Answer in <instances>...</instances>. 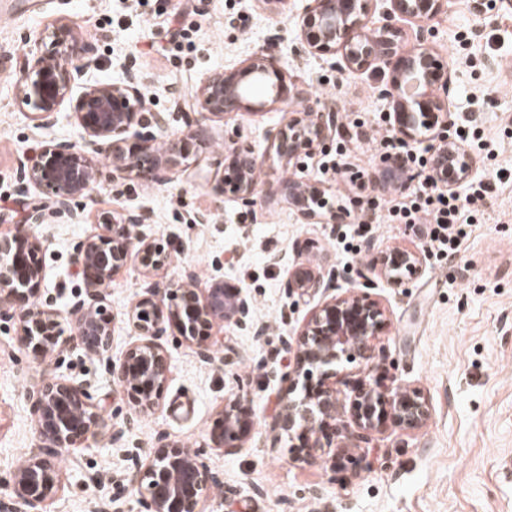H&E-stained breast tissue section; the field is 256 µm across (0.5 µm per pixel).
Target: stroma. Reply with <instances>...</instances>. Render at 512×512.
<instances>
[{
  "label": "stroma",
  "instance_id": "35a3bbf8",
  "mask_svg": "<svg viewBox=\"0 0 512 512\" xmlns=\"http://www.w3.org/2000/svg\"><path fill=\"white\" fill-rule=\"evenodd\" d=\"M503 5L451 0L446 13L426 24L451 70L458 122L450 136L476 159L479 180L492 185L490 220L475 226L448 260L407 224L370 225L367 254L344 252L336 242L337 225L302 223L284 192L269 194L272 183L311 182L331 205L358 214L366 193L332 174L335 140L286 167L270 153L267 133L286 122L288 113L275 107L222 118L195 112L189 95L206 77L237 70L269 48L303 92L294 109H304L311 99L331 101L339 113L359 115L378 129L387 112L372 77L293 54L294 0H189L184 7L178 0H0V234L25 223L30 200L40 195L17 178L24 153L45 141L80 139L71 112L44 128L18 95L24 56L56 22H66L95 50V79L114 80L125 64L134 63L147 109L171 115L169 134L183 131L186 120L198 121L204 157L201 165L157 182H116L104 171L83 201L79 223L55 217L35 226L45 243L39 302L63 313L82 286L74 245L96 231L101 213H145L142 233L175 243L178 250L151 277L133 265L115 276L106 296L112 319L108 357L73 351L36 360L17 344L18 318L0 317V506L10 502L11 471L34 446L27 391L45 376L63 374L101 400L121 435L64 455L65 487L50 501L49 512H109L114 504L139 512L131 489L136 456L162 435L203 450L219 481L208 512H512V18H504ZM151 43L163 46L164 54L133 59L130 45ZM173 88L187 102L177 103L169 94ZM230 140L251 147L264 172L249 208L216 189ZM305 241L311 249L297 252L296 243ZM396 248L423 258L407 284L397 287L377 276L364 281L360 271L370 256ZM272 253L284 254L283 264L270 265ZM300 264L334 272L340 288L367 290L382 303L388 325L376 344L396 362L398 381L420 388L430 406L424 427L387 428L371 447L350 449L352 464L336 471L329 467L332 449L307 463L292 461L285 442L263 423L280 387L267 373L288 372L285 344L315 305L283 290L289 269ZM188 267L200 280L245 288L265 334L228 326L224 349L210 361L173 336L162 337L172 362L160 406L125 429L133 409L127 394L113 388L112 363L138 338L129 311L145 280L165 287ZM237 394L252 400L260 423L238 452L227 455L211 448L209 437L225 401Z\"/></svg>",
  "mask_w": 512,
  "mask_h": 512
}]
</instances>
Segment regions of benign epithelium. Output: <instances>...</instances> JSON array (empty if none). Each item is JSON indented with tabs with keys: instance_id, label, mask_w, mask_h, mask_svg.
<instances>
[{
	"instance_id": "obj_1",
	"label": "benign epithelium",
	"mask_w": 512,
	"mask_h": 512,
	"mask_svg": "<svg viewBox=\"0 0 512 512\" xmlns=\"http://www.w3.org/2000/svg\"><path fill=\"white\" fill-rule=\"evenodd\" d=\"M296 15V40L292 49L318 58L333 59L351 73H371L386 101L399 140L435 146L430 174L448 190L465 185L476 172L475 159L448 132L456 115L448 96L450 74L419 28L418 47L400 49L404 22L425 23L448 10V0H305ZM381 9L382 21L370 29L372 11ZM50 48L26 59L18 87L21 100L32 109L33 120L49 127L66 104L82 129V143L49 141L21 163L20 179L38 186L51 209L35 203L10 235L0 236V316L14 314L20 321L18 345L35 358L79 349L104 357L111 346L112 328L106 307V290L113 277L135 262L145 272L166 266L171 244L136 231L147 217L127 213L119 218L102 216L99 231L79 240L75 261L83 290L64 321L37 299L43 281L40 253L44 245L33 225L51 215L81 219L79 201L100 183L97 159L112 168V181L136 177L159 181L189 162H198L200 138L187 130L160 147L156 132L168 124L164 112L147 111L136 73L129 67L117 82L89 84L73 96L74 74L98 65L93 49L81 45L78 35L64 22L53 26ZM299 96L287 83L274 57L254 54L241 69L218 72L193 94L201 109L222 117L241 110L257 111ZM336 108L308 106L269 135V147L279 158L296 161L336 133ZM229 163L222 190H228L250 207L255 185L251 174L258 160L253 151L233 141L224 147ZM286 200L300 217L315 224L325 216L324 203L315 189L303 182L288 184ZM422 257L393 250L370 263V269L395 286L418 270ZM286 294L318 295L336 289L334 277L312 266L288 272ZM252 304L247 291L218 282L200 283L186 268L174 288L148 283L129 314L141 339L112 364L113 385L125 391L135 412L142 414L159 404L171 363L170 352L158 342L171 325L179 340L204 359L213 358L211 331L233 324H251ZM387 325L384 307L367 292L346 290L318 303L296 336L287 343L294 352L269 426L288 439L295 459L316 457L332 447L336 438L369 443L388 425L414 430L430 417L429 403L415 387L385 384L375 375L387 355L374 340ZM359 362L362 375L341 380L336 366ZM351 388L352 414L347 424L336 425L337 384ZM41 445L16 468L9 480L15 512H47V504L62 487V456L89 441L112 432L87 389L62 376L33 385L28 393ZM255 425L249 400L236 396L225 402L210 435L212 447L236 452ZM217 479L199 449L187 448L160 436L140 464L134 485L144 512H203Z\"/></svg>"
}]
</instances>
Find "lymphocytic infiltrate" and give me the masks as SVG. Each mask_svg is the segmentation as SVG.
Segmentation results:
<instances>
[{
    "instance_id": "1",
    "label": "lymphocytic infiltrate",
    "mask_w": 512,
    "mask_h": 512,
    "mask_svg": "<svg viewBox=\"0 0 512 512\" xmlns=\"http://www.w3.org/2000/svg\"><path fill=\"white\" fill-rule=\"evenodd\" d=\"M430 161L420 154L407 155L404 165L417 181L412 189L399 186L389 193L368 199L350 237L362 236L370 224L422 225L430 244L440 256L454 258L474 224L485 216L489 183H468L465 193L440 189L428 173Z\"/></svg>"
}]
</instances>
